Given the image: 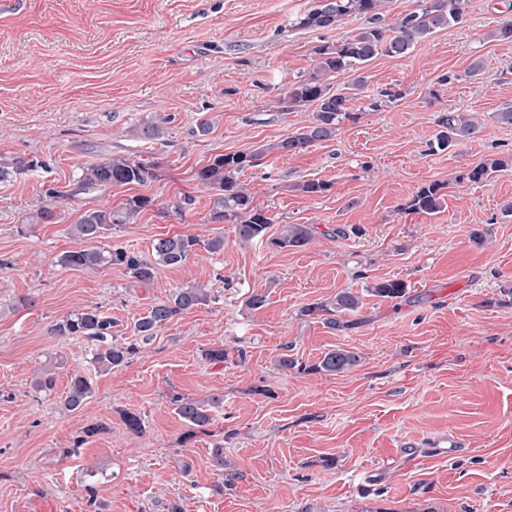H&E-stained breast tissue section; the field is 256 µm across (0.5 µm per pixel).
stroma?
<instances>
[{
    "label": "stroma",
    "mask_w": 512,
    "mask_h": 512,
    "mask_svg": "<svg viewBox=\"0 0 512 512\" xmlns=\"http://www.w3.org/2000/svg\"><path fill=\"white\" fill-rule=\"evenodd\" d=\"M315 3L0 0V163L23 165L0 183V512H165L169 503L182 512H512V215L502 211L512 166L482 184L456 181L483 159L512 157V126L490 118L512 104V42L491 37L512 18V0H468L461 24L403 56H377L333 138L245 169L240 183L271 232L308 224L314 236L298 250L242 242L233 224L208 223L212 192L195 174L216 155L253 152L311 122L312 108L278 111L280 94L309 71L314 46L367 23L352 14L329 30L293 28ZM477 59L483 69L468 77ZM445 74L455 82L441 85ZM387 89L399 98L373 110ZM159 112L171 117L162 137L138 138L135 128ZM448 112L486 123L474 139L430 152ZM118 152L157 163L159 179L76 193L82 166ZM312 178L330 191H296ZM432 182L444 186L442 211H409ZM133 195L152 202L104 246L147 257L155 239L191 233L223 237V249L157 266L142 288L118 266L58 265L77 246L70 224ZM185 196L184 211L171 212ZM44 207L56 223H32ZM385 279L405 282V297L371 295ZM194 284L211 301L121 367L99 369L84 337L52 332L95 306L132 342L152 302ZM344 289L362 296L353 327L299 317ZM254 292L267 296L257 311L245 305ZM219 346L227 359L206 361ZM337 347L362 363L309 372ZM284 350L305 371H278ZM45 372L56 379L49 394L34 388ZM76 373L93 393L70 411ZM176 393L217 394L224 405L189 440ZM128 412L141 416V433L126 427ZM94 423L104 431L67 455ZM451 434L458 451L436 455ZM219 444L241 474L228 488L212 459Z\"/></svg>",
    "instance_id": "1"
}]
</instances>
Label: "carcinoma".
<instances>
[{
  "label": "carcinoma",
  "mask_w": 512,
  "mask_h": 512,
  "mask_svg": "<svg viewBox=\"0 0 512 512\" xmlns=\"http://www.w3.org/2000/svg\"><path fill=\"white\" fill-rule=\"evenodd\" d=\"M384 3L385 0H319L316 7L295 19L292 23L294 28L326 30L338 25L346 16L359 14L368 17V25L336 44L325 43L313 47L312 68L303 79L288 85L283 97L279 98L278 108L282 112L315 106L312 121L307 126L287 139L262 146L254 153L219 154L196 173L197 181L213 191L212 205L208 212L209 223L229 221L236 225L240 241L252 242L265 238L270 245L279 249L297 250L311 241L313 229L309 224H284L277 235L267 237L273 219L253 205V198L241 185L239 175L245 169L258 165L259 160L270 152L301 153L315 143L335 136L343 120L351 118V112L348 111L350 96L332 91L330 80L342 75H353L355 79L352 87L360 88L364 77L359 72L367 63L379 54H406L420 40L461 23L466 0H419L417 10L382 26L379 20ZM168 120L169 116L159 113L138 126L136 134L145 140H156L162 135V126ZM437 126L439 130L429 143L431 152L445 151L471 140L482 129L481 120L465 112H450L440 117ZM510 162L512 158H486L462 173L460 179L473 184L484 183ZM156 168V164L141 159L112 155L82 168L75 179V185L80 193L120 185H145L158 178ZM330 188V183L318 179L295 185L297 191L308 197L323 195ZM442 189L443 185L436 182L422 185L413 195L409 209L429 216L437 214L443 208ZM151 202L149 197L134 195L114 208L85 211L69 227L72 238L83 243V247L64 252L58 264L65 268L90 270L120 266L131 279V285L141 287L153 280L158 265L179 266L201 246L214 252L224 248V239L221 237L216 236L205 242L190 233L157 239L152 244L150 258L122 248L99 246V239L106 231L114 225L133 223ZM370 292L386 300L402 299L406 294V284L395 279L380 281L370 288ZM210 299L209 291L204 288H178L167 299L150 306L144 316L134 323L133 335L147 342L178 315L205 305ZM361 306V295L344 289L330 300L304 305L299 310V316L321 319L332 329L348 328L355 325V322H340L338 317L355 314ZM53 332L57 336L85 337L94 345L93 362L105 371L127 363L137 353L136 345L117 342L116 323L97 307L82 308L68 314L55 323ZM274 364L281 371L297 369L337 375L359 366L361 356L343 348L331 349L315 364L307 367L288 354L281 353L275 357ZM92 392L91 382L76 374L71 377L64 404L69 410L75 411ZM223 404L224 398L218 395L205 399L173 398L175 413L192 426L186 439L194 438L196 429L202 430L211 424V410ZM212 459L223 477V485L232 486L239 474L224 463L223 445L219 444L213 449Z\"/></svg>",
  "instance_id": "cac0c4a2"
}]
</instances>
